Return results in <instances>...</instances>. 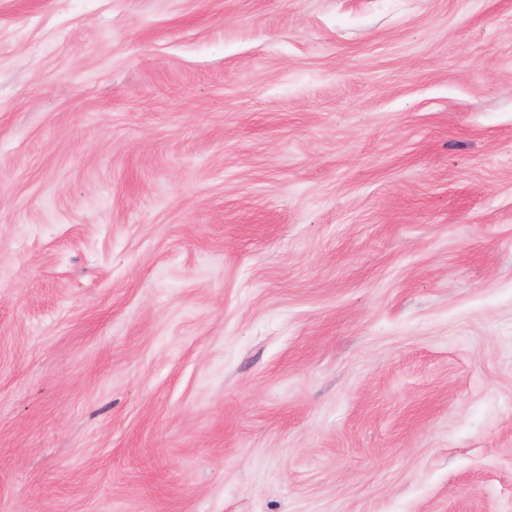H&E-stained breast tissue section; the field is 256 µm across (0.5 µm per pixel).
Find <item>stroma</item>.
<instances>
[{
	"instance_id": "stroma-1",
	"label": "stroma",
	"mask_w": 512,
	"mask_h": 512,
	"mask_svg": "<svg viewBox=\"0 0 512 512\" xmlns=\"http://www.w3.org/2000/svg\"><path fill=\"white\" fill-rule=\"evenodd\" d=\"M0 512H512V0H0Z\"/></svg>"
}]
</instances>
